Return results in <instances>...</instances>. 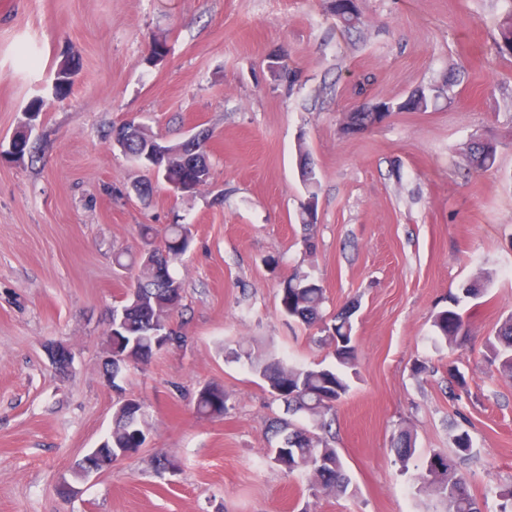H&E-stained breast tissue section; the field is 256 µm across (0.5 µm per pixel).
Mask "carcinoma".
I'll return each mask as SVG.
<instances>
[{"label":"carcinoma","instance_id":"obj_1","mask_svg":"<svg viewBox=\"0 0 512 512\" xmlns=\"http://www.w3.org/2000/svg\"><path fill=\"white\" fill-rule=\"evenodd\" d=\"M332 15L346 29L356 27L360 20L354 3L349 10H334ZM497 47L501 53L512 52V8L499 23ZM430 106L431 97L422 90L404 100L386 103L384 112H359L357 116L363 128L368 129L384 123L393 112H426ZM121 130L124 131L121 151L127 157L142 158L154 150L155 141L143 126L129 122L121 126ZM168 150V167L159 170V174L167 181L175 182L188 175V150L182 149L180 143L169 144ZM496 154V143L476 139L467 146L465 159L471 167L487 169L494 165ZM300 155V181L308 197L299 219L305 230L304 249L311 253L316 249L313 227L318 220V180L306 152L302 150ZM160 235L164 240L161 249L155 246V239ZM140 237L142 250L137 261L140 274L129 295L112 307L113 332L107 337L105 351L112 352L114 359L134 346L145 360H150L155 353L154 325L170 318L182 305L184 287L174 268L183 262L191 250L193 239L188 225L169 224L161 232L151 224H142ZM489 281L490 274L485 273L476 280L462 284L457 293L448 297V307L437 312L433 319L437 341L453 349L470 335V320L461 312V306L477 298ZM280 292L283 313L308 327H318L320 341L332 349L335 364L306 367L280 360L252 364L268 383L270 393L287 406V412L294 415L303 413L314 421V429L310 430L283 418L273 420L269 431L276 442L270 448V459L290 475L309 473L317 487L323 490L332 488L338 495H347L350 482L344 474V464L337 449L325 436L330 427L325 416L350 389L347 373L355 369L357 359L353 311L347 307L329 318L323 315L324 288L304 272H297L283 280ZM488 349L494 373L512 378V315L504 320L494 338L488 340ZM195 409L201 416H223L224 389L209 385L200 390ZM139 410L141 404L138 402L120 401L113 413L112 447L99 448L95 452L99 468L112 466L113 457L119 450L134 451L143 444L145 434L139 428ZM453 441L458 458L469 455L472 439L468 431L459 430ZM392 451L402 466L408 465L415 452L408 431H399ZM421 480L420 491L438 497L446 505V512H481L479 503L468 492L466 478L457 472L454 461L448 457L441 454L431 456L427 461V474L421 476Z\"/></svg>","mask_w":512,"mask_h":512}]
</instances>
